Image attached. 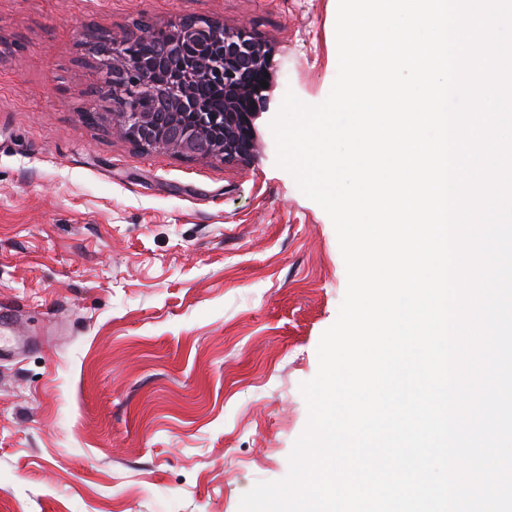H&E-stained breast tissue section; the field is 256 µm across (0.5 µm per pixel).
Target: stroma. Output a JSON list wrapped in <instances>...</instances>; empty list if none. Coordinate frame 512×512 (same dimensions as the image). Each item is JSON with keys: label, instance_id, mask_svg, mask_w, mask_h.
Masks as SVG:
<instances>
[{"label": "stroma", "instance_id": "stroma-1", "mask_svg": "<svg viewBox=\"0 0 512 512\" xmlns=\"http://www.w3.org/2000/svg\"><path fill=\"white\" fill-rule=\"evenodd\" d=\"M336 14L337 0H0V512H239L287 476L347 275L271 123L286 93L327 98ZM188 16L272 49L246 161L111 132L98 34Z\"/></svg>", "mask_w": 512, "mask_h": 512}]
</instances>
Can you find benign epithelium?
Instances as JSON below:
<instances>
[{
	"instance_id": "1",
	"label": "benign epithelium",
	"mask_w": 512,
	"mask_h": 512,
	"mask_svg": "<svg viewBox=\"0 0 512 512\" xmlns=\"http://www.w3.org/2000/svg\"><path fill=\"white\" fill-rule=\"evenodd\" d=\"M125 42L113 47L103 83L121 103L112 132L148 149L226 161L246 160L255 120L269 108V45L245 28L185 19L168 29L152 58L132 62ZM203 83L224 84L217 110L197 94ZM160 96L164 107L141 101Z\"/></svg>"
}]
</instances>
